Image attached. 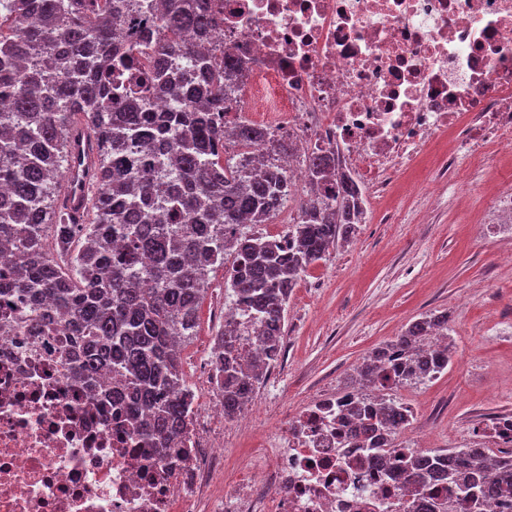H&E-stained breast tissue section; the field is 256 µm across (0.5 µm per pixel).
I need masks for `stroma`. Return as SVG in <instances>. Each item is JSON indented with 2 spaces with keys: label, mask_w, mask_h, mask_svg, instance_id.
<instances>
[{
  "label": "stroma",
  "mask_w": 512,
  "mask_h": 512,
  "mask_svg": "<svg viewBox=\"0 0 512 512\" xmlns=\"http://www.w3.org/2000/svg\"><path fill=\"white\" fill-rule=\"evenodd\" d=\"M453 147L445 137L399 176L353 241L293 289L282 366L250 403L257 423L224 432L225 482L276 438L286 412L340 392L364 358L430 310L450 315L453 358L436 379L394 389L413 411L397 445L507 452L492 426L512 417V228L488 223L484 197L464 174L453 185L461 205L425 197L439 156Z\"/></svg>",
  "instance_id": "stroma-1"
}]
</instances>
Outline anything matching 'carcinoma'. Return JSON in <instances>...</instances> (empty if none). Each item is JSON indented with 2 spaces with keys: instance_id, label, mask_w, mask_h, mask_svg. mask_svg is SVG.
<instances>
[{
  "instance_id": "obj_1",
  "label": "carcinoma",
  "mask_w": 512,
  "mask_h": 512,
  "mask_svg": "<svg viewBox=\"0 0 512 512\" xmlns=\"http://www.w3.org/2000/svg\"><path fill=\"white\" fill-rule=\"evenodd\" d=\"M159 2L153 24L164 44L151 50L116 36L127 0H11L9 23L0 21V318L33 336L63 324L73 377L92 390L108 371L113 386L94 398L127 405L133 431L174 458L189 397L180 343L197 333L210 272L224 268L229 307L249 316L245 326L224 322L215 347L230 420L263 378L259 365L241 362V337H255L277 362L290 293L310 266L353 238L364 210L355 185L336 181L333 160L310 155V184L331 193L301 206L286 242L244 231L269 223L288 202L276 164L288 145L268 148L266 168L254 174L224 156V141L264 146L267 133L224 127L234 64L183 41L187 29L209 34L210 7ZM167 54L187 58V69L170 70ZM154 92L172 101L170 111L152 110ZM79 117L97 143L101 192L73 221L61 199ZM444 331L448 312H426L364 360L344 388L361 394L345 408L358 423L345 445L379 453L377 432L396 436L411 424L377 392L447 370L451 346H430ZM399 467L419 488L439 478L471 512L512 498L510 454L434 449L401 457Z\"/></svg>"
}]
</instances>
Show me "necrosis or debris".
<instances>
[{"mask_svg": "<svg viewBox=\"0 0 512 512\" xmlns=\"http://www.w3.org/2000/svg\"><path fill=\"white\" fill-rule=\"evenodd\" d=\"M205 42L239 62L225 124L336 157L366 202L453 136L512 152V0H207ZM323 394L286 415L278 447L224 484L220 393L186 409L183 455L162 460L72 384L56 337L0 323V512H427L396 463L343 446L355 422Z\"/></svg>", "mask_w": 512, "mask_h": 512, "instance_id": "necrosis-or-debris-1", "label": "necrosis or debris"}]
</instances>
